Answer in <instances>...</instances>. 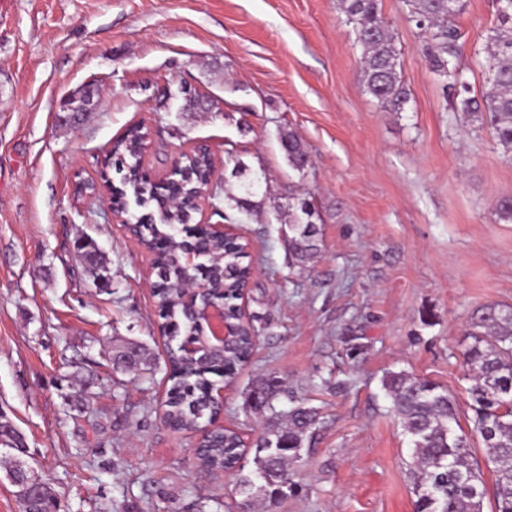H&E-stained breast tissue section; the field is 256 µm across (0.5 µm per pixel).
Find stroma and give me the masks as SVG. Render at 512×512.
I'll list each match as a JSON object with an SVG mask.
<instances>
[{
  "mask_svg": "<svg viewBox=\"0 0 512 512\" xmlns=\"http://www.w3.org/2000/svg\"><path fill=\"white\" fill-rule=\"evenodd\" d=\"M380 8L410 93L397 114L365 93L338 0H0V423L62 512H224L236 497L235 475L196 465L199 433L157 412L169 339L151 255L107 220L105 195L75 190L80 178L119 181L103 162L135 125L151 131V178L199 145L216 180L229 153L262 176L250 213L220 203L247 244L259 336L216 422L264 430L251 393L275 377L281 410L304 402L323 424L296 493L250 512H414L408 440L381 381L403 370L446 387L468 426L466 324L512 307V223L496 214L512 197V157L447 105L402 0ZM496 22L495 0H467L458 18L474 96ZM184 84L212 109L180 111ZM88 85L95 105L71 123L66 104ZM288 131L311 159L305 174L281 148ZM301 198L321 232L302 264L286 234ZM84 242L103 256L104 285L84 271ZM131 342L154 372L114 371L115 348Z\"/></svg>",
  "mask_w": 512,
  "mask_h": 512,
  "instance_id": "obj_1",
  "label": "stroma"
}]
</instances>
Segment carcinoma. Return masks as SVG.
<instances>
[{"label": "carcinoma", "instance_id": "1", "mask_svg": "<svg viewBox=\"0 0 512 512\" xmlns=\"http://www.w3.org/2000/svg\"><path fill=\"white\" fill-rule=\"evenodd\" d=\"M409 22L421 37V51L430 70L441 85L452 111L461 112L473 122H488L504 151L512 152V0H497L499 25L485 36L484 68L487 76L480 98L470 97L469 84L459 63L462 32L457 17L465 10V0H404ZM346 24L352 26L360 48L361 77L364 90L376 99L384 112H402L409 90L402 81L399 50L390 26L382 17L379 0H339ZM94 90L86 88L69 102L72 112H89L94 106ZM141 126L131 128L112 147L110 159L123 174L121 186H109L112 206L126 214V186L140 189L141 202L158 203L171 191L181 197L199 189L212 190L220 197L221 186H211L213 162L204 150H195L185 158L183 169L165 185H153L141 174L144 136ZM281 145L291 167L303 175L310 166L302 143L291 133L281 135ZM224 165L232 166L238 194L231 196L238 212L253 207L254 183L244 180L248 167L227 154ZM296 222L288 225L292 258L305 261L319 250L320 229L314 222L315 211L303 199L298 202ZM200 229L198 246L207 250L209 278L215 292L224 297L228 310L237 304L236 291L244 286L242 265L245 245L234 252L224 240L204 237ZM87 249L86 270L94 280L102 278V258ZM154 263L162 288L157 294L161 329L174 328L189 334L195 320L182 300L184 288L192 279L179 260L176 243L168 242L156 254ZM465 336L471 339L462 358L470 372L468 388L473 411L471 432L457 431L458 404L448 389L405 371L390 372L382 387L391 401V411L409 438L415 485L416 512H483L486 496L493 498L495 512H512V308L489 305L467 323ZM249 354L248 337L241 338L234 352L213 354L196 363H188L180 351L171 349L168 362L171 375L168 389L169 426L190 429L199 420L215 418L219 407L208 397L213 375L234 377L242 357ZM284 390L281 382L267 379L254 392L255 408L268 411L274 419L284 418L283 427L268 428L255 436V468L236 469V490L245 505L255 498L277 503L295 492L291 466L302 461L305 440L320 424L316 408L299 404L283 413L277 403ZM481 438L484 462L473 455L471 435ZM240 438L231 430L210 434L201 444L200 459L209 468H221L232 462L240 451ZM0 445L21 451L15 432L0 426ZM491 469L492 484L484 480L481 464Z\"/></svg>", "mask_w": 512, "mask_h": 512}]
</instances>
